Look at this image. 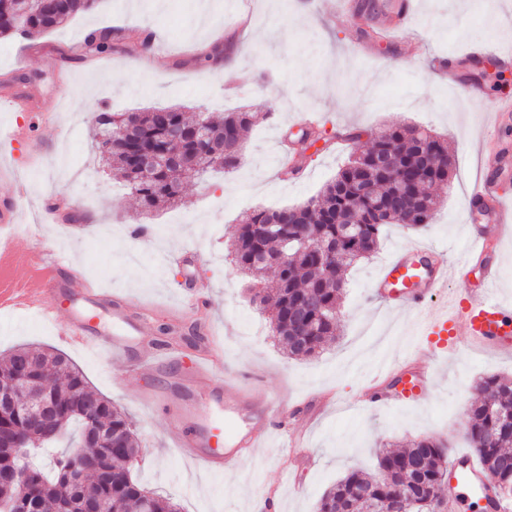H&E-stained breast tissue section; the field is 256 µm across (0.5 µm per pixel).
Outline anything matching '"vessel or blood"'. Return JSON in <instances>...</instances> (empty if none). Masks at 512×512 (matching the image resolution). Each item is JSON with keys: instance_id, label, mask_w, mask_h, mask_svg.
<instances>
[{"instance_id": "1", "label": "vessel or blood", "mask_w": 512, "mask_h": 512, "mask_svg": "<svg viewBox=\"0 0 512 512\" xmlns=\"http://www.w3.org/2000/svg\"><path fill=\"white\" fill-rule=\"evenodd\" d=\"M470 200L491 203L494 225L512 223V206L502 204L497 181L490 175H483L478 180ZM18 221L19 212L14 202L1 200L0 269L5 271L24 263L33 269L34 275L22 283L5 275L0 278V310L35 312L42 319L58 325V336L64 344L123 358L130 377L142 378L157 370L159 360L132 355L134 348L147 343L151 334L150 317L145 309L116 300L81 275L69 271L62 257L38 248L18 254L6 234L7 229ZM497 276L495 265H484L482 287L462 289L450 308L434 310L429 308V301L446 287L451 277L446 256L420 246H409L393 254L383 265L376 282L380 298L393 308L406 307L419 314L416 350L403 361H387L380 365L387 380L400 372L410 371V379L403 383L406 402H424L429 398L430 368L422 363V353H453L465 342L496 351L512 350V301L494 293ZM69 292L80 299L81 305L65 317L61 314L60 300ZM102 311L109 315V322H97L96 316ZM190 380L199 397L176 406L173 417L183 424L178 440L183 455L204 468L239 465L242 448L256 447L263 432L283 428L282 417H264L257 427L233 432L230 447L222 448L224 422L248 408V394L224 380L222 371L214 364L195 366ZM491 485L490 476L471 455L460 453L450 460L449 489L461 487L483 496Z\"/></svg>"}]
</instances>
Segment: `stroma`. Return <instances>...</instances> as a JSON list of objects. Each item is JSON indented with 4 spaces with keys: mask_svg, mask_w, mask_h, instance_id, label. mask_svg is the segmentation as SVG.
I'll return each instance as SVG.
<instances>
[{
    "mask_svg": "<svg viewBox=\"0 0 512 512\" xmlns=\"http://www.w3.org/2000/svg\"><path fill=\"white\" fill-rule=\"evenodd\" d=\"M412 0L410 38L361 45L359 25L340 0H101L92 13L24 38H0V87L19 86L28 109L0 110V126L17 127L32 114L40 149L0 138V197L18 195L21 224L40 222L44 245L78 266L101 288L132 300L153 324L177 330L180 367L153 379L126 377L119 359L67 349L90 384L136 424L139 454L133 478L146 491L173 498L180 512H252L276 503L278 512H316L326 489L353 469L373 470L384 446L425 436L448 441L449 454L468 450L465 408L489 375L512 377V353L476 345L432 358L431 398L418 406L359 410L367 382L384 360H401L417 342V314L393 310L373 294L382 262L395 249L418 244L446 252L452 264L467 250L466 199L481 172L480 133L492 122L496 96L512 98V65L485 59L477 94L428 72L417 45L430 54L460 57L485 42L512 50V0ZM206 10L218 31L252 19L263 35L238 54L233 68L215 71L201 60L192 29ZM139 28L155 47L128 39L109 57L75 60L71 46L87 32ZM509 83L494 89L492 77ZM201 107L214 116L245 107L265 119L244 134L243 158L230 172L189 182L173 208L141 214L136 201L95 156L94 111L128 112L169 106ZM319 116L326 136L337 130L400 123L445 135L453 156L451 184L438 188L441 205L429 226L385 228L377 254L350 266L337 310L338 336L318 356L293 360L279 348L267 312L252 304L231 251L243 215L255 208L297 206L315 196L360 148L332 147L296 137L304 113ZM293 148L306 160L294 178L279 176V159ZM188 250L181 266L166 253ZM211 285L205 317L181 314L182 285ZM22 344L59 347L56 327L29 312L0 314V352ZM214 349L252 403L283 398L293 404L287 435H267L236 467L203 472L175 446L167 406L181 400L192 363ZM300 440L289 448V440Z\"/></svg>",
    "mask_w": 512,
    "mask_h": 512,
    "instance_id": "obj_1",
    "label": "stroma"
}]
</instances>
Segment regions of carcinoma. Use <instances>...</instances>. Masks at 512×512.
Returning a JSON list of instances; mask_svg holds the SVG:
<instances>
[{
  "label": "carcinoma",
  "mask_w": 512,
  "mask_h": 512,
  "mask_svg": "<svg viewBox=\"0 0 512 512\" xmlns=\"http://www.w3.org/2000/svg\"><path fill=\"white\" fill-rule=\"evenodd\" d=\"M99 0H60L42 7V0H0V35L26 36L52 30L70 18L95 10ZM120 37L104 29L85 39L82 55H112ZM256 113L226 112L214 120L199 108L189 117L183 108H156L141 112L92 114L98 127L100 160L111 167L147 212L173 207L182 198L186 180L211 170H232L239 164L241 136ZM206 122L210 152L197 146L200 168L185 174L158 160L152 177L134 175L131 149L179 153L192 141L168 142L163 126L180 124L192 132ZM125 127L130 142H112L111 133ZM391 155L394 168L373 176L372 192L393 212L376 213L357 193V183L373 169L377 151ZM452 161L448 142L415 126H397L371 134V145L356 153L320 192L292 208L253 209L242 219L233 241V262L263 294L255 303L271 311V323L282 349L292 358H311L336 336V311L345 288L348 266L368 258L380 245L384 227L405 216L409 226L424 228L440 205L428 188L450 183ZM30 359L29 378L47 380L45 395L56 409L54 428L26 433L28 447L38 449L66 434L73 423L81 425L79 437L62 450L54 473L28 462L26 467L43 503L42 512H81L80 495L65 480L71 468L85 472L88 492L116 512H142L149 497L151 512H178L171 498L145 492L134 481L131 467L138 448L129 418L89 386L84 374L62 353L36 347L17 348L0 356V381L13 379L21 357ZM112 437L96 434L102 428ZM467 439L483 468L492 476L494 499H512V378L489 376L479 384V396L467 408ZM91 443L94 455L73 452ZM448 471V445L438 437H423L401 449H383L374 472L350 471L322 495L318 512H368L357 491H374L380 512L398 497L430 502L421 512H431L441 501L443 473ZM0 512H24L19 496L0 486Z\"/></svg>",
  "instance_id": "carcinoma-1"
}]
</instances>
